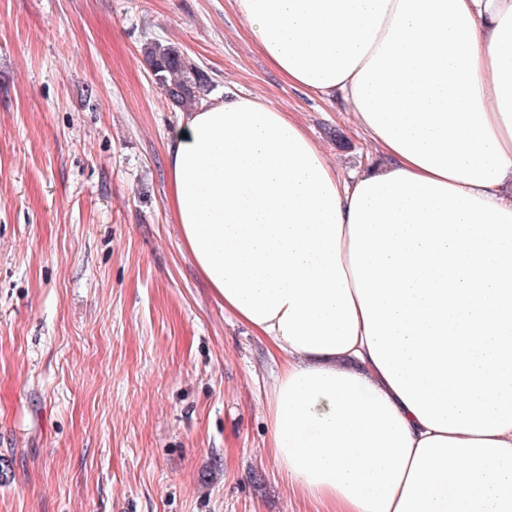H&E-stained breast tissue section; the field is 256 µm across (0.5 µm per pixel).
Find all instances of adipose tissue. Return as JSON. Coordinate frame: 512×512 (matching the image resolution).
Instances as JSON below:
<instances>
[{"instance_id":"1","label":"adipose tissue","mask_w":512,"mask_h":512,"mask_svg":"<svg viewBox=\"0 0 512 512\" xmlns=\"http://www.w3.org/2000/svg\"><path fill=\"white\" fill-rule=\"evenodd\" d=\"M233 3L375 153L343 178L248 96L168 146L188 253L280 365L281 475L324 512H512V0Z\"/></svg>"}]
</instances>
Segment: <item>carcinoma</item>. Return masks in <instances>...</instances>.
Returning a JSON list of instances; mask_svg holds the SVG:
<instances>
[{
	"label": "carcinoma",
	"mask_w": 512,
	"mask_h": 512,
	"mask_svg": "<svg viewBox=\"0 0 512 512\" xmlns=\"http://www.w3.org/2000/svg\"><path fill=\"white\" fill-rule=\"evenodd\" d=\"M144 51L153 82L180 111H191L210 92L208 74L178 47L150 41Z\"/></svg>",
	"instance_id": "cac0c4a2"
}]
</instances>
